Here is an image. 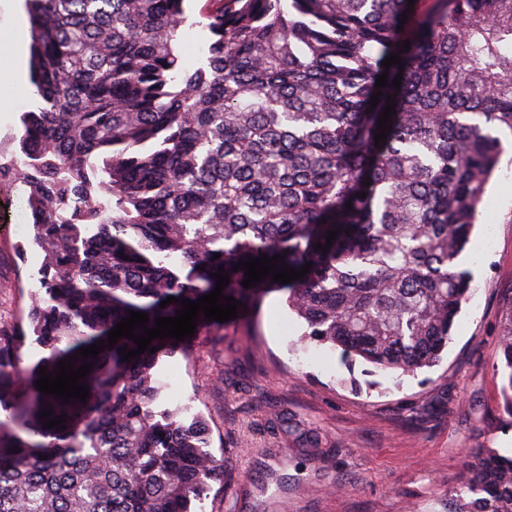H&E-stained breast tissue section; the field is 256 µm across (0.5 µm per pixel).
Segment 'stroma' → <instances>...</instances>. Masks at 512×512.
Instances as JSON below:
<instances>
[{"label": "stroma", "instance_id": "1", "mask_svg": "<svg viewBox=\"0 0 512 512\" xmlns=\"http://www.w3.org/2000/svg\"><path fill=\"white\" fill-rule=\"evenodd\" d=\"M0 55V139L34 101L15 94ZM481 206L462 268L474 292L436 366L396 378L340 353L303 347L283 293L263 296L248 322L197 336L163 364L173 399L201 414L227 474L204 512H448L475 448L512 455L503 424L499 332L512 288V142ZM27 224L0 223V322L26 316L44 261Z\"/></svg>", "mask_w": 512, "mask_h": 512}]
</instances>
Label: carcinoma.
Here are the masks:
<instances>
[{
	"label": "carcinoma",
	"instance_id": "1",
	"mask_svg": "<svg viewBox=\"0 0 512 512\" xmlns=\"http://www.w3.org/2000/svg\"><path fill=\"white\" fill-rule=\"evenodd\" d=\"M26 6L40 106L0 149V186L23 187L44 263L27 326L0 323V512L202 508L224 476L208 425L158 379L192 338L125 361L118 350L137 345L121 337L74 361L91 363L84 403L41 393L20 364L30 336L54 372L132 311L153 328L214 291L221 267L223 295L242 302L235 323L277 290L304 339L346 359L401 376L440 361L472 292L458 258L512 134V0H415L408 14V0ZM195 27L204 49L189 69ZM390 53L404 68L382 66ZM262 253L312 267L246 289L233 266ZM500 351L512 416V311ZM44 409L67 429L45 426ZM472 457L448 512H512V455Z\"/></svg>",
	"mask_w": 512,
	"mask_h": 512
}]
</instances>
